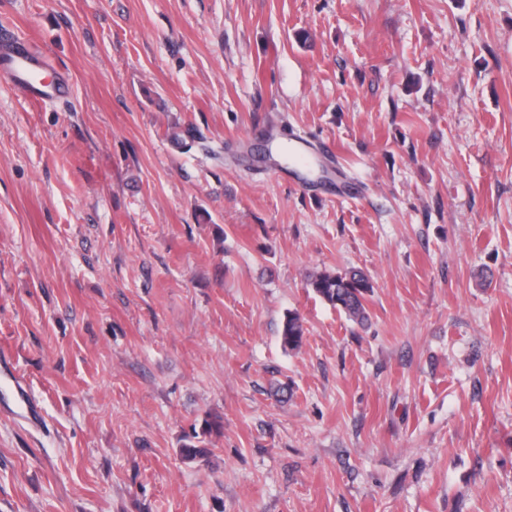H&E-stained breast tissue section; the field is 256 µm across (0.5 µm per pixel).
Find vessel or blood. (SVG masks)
<instances>
[{
    "mask_svg": "<svg viewBox=\"0 0 512 512\" xmlns=\"http://www.w3.org/2000/svg\"><path fill=\"white\" fill-rule=\"evenodd\" d=\"M0 70L29 101L63 98L69 83L61 74H48L44 57L23 38L0 37Z\"/></svg>",
    "mask_w": 512,
    "mask_h": 512,
    "instance_id": "1",
    "label": "vessel or blood"
}]
</instances>
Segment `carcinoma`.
Wrapping results in <instances>:
<instances>
[{
	"mask_svg": "<svg viewBox=\"0 0 512 512\" xmlns=\"http://www.w3.org/2000/svg\"><path fill=\"white\" fill-rule=\"evenodd\" d=\"M310 286L321 300L349 319L361 324L367 320L364 302L371 292L372 283L363 271L350 269L343 273L327 270L316 272L311 276ZM304 333L301 317L296 313H288L280 330L281 346L290 351L299 349L303 344Z\"/></svg>",
	"mask_w": 512,
	"mask_h": 512,
	"instance_id": "cac0c4a2",
	"label": "carcinoma"
}]
</instances>
